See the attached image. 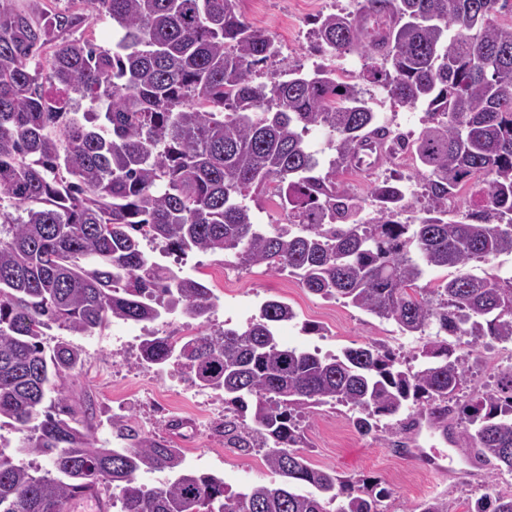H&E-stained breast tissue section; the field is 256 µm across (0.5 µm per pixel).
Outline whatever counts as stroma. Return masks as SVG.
Instances as JSON below:
<instances>
[{"label": "stroma", "mask_w": 512, "mask_h": 512, "mask_svg": "<svg viewBox=\"0 0 512 512\" xmlns=\"http://www.w3.org/2000/svg\"><path fill=\"white\" fill-rule=\"evenodd\" d=\"M354 9V0H238L243 19L264 30L279 49L276 57L261 66L256 82L270 84L276 74L288 67L309 71L326 64V57L310 48L313 16L346 14ZM166 264L197 277L218 295L211 328L244 325L257 315L259 305L266 299L278 298L297 314L295 320L282 323L278 330L281 341L289 346L338 354L376 341L394 350L404 365H419L417 355L424 337L401 334L394 324L343 300L321 299L288 273L255 266L233 269L224 279L220 276L224 255L209 253H191L182 258L173 254ZM199 330L196 321L176 311L153 323L115 322L90 335H74L55 327L46 344L51 347L64 339L82 351L81 370L63 383V391L74 408L83 407L89 397L107 413L115 403H123L129 425L139 433L174 438L184 450L187 469L222 477L234 491L271 482L274 476L261 454L243 456L235 450L225 451L223 437L201 422V409L195 398L198 388L179 369L170 365L154 371L139 360V343L150 332L184 337L196 335ZM475 351V384L495 383L499 372L512 367V343L484 339ZM172 419L184 423L179 434H171L168 428ZM302 426L305 451L313 465L389 489V497L380 503L381 512H416L421 502L432 497L445 498L448 512H466L468 503L484 492L479 483L448 482L432 474L422 460L395 453L391 443L403 440L405 430L399 418L382 419L378 432L363 435L355 429L346 406L321 404L309 409Z\"/></svg>", "instance_id": "1"}]
</instances>
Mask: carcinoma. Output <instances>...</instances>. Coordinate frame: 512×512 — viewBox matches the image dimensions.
<instances>
[{"label": "carcinoma", "instance_id": "1", "mask_svg": "<svg viewBox=\"0 0 512 512\" xmlns=\"http://www.w3.org/2000/svg\"><path fill=\"white\" fill-rule=\"evenodd\" d=\"M81 2L124 31L114 48L60 39L83 12L0 0V425L20 434L15 448L0 442V512H68L86 490L120 512H379L388 489L314 467L304 451L301 413L331 402L350 407L363 435L417 405L453 411L464 445L512 473V367L492 388L470 387L473 352L448 342H512V276L464 271L512 254V0H357L354 13L314 20L318 52H359L371 60L363 79L384 98L426 105L412 141L380 124L334 68L253 84L274 43L236 0ZM313 127L336 153L324 177L305 141ZM368 144L380 159L389 144L414 154L425 200L415 218L401 220L414 208L400 177L374 182L369 218L359 197L336 190V170L373 155ZM271 184L289 217L273 232L244 203ZM468 184L479 200L448 211ZM145 239L294 274L313 295L428 336L424 362L405 368L374 343L323 356L289 347L277 327L296 313L269 299L242 327L180 345L151 335L141 364L172 363L223 393L224 441L261 453L280 483L229 494L224 479L185 469L172 441L114 417L128 444L98 447L59 385L82 367L81 350L66 340L46 349V331L152 323L178 306L205 327L216 307L211 288L152 261ZM427 267L458 273L422 288ZM142 470L172 478L145 487ZM467 512H512V496L486 493Z\"/></svg>", "mask_w": 512, "mask_h": 512}]
</instances>
